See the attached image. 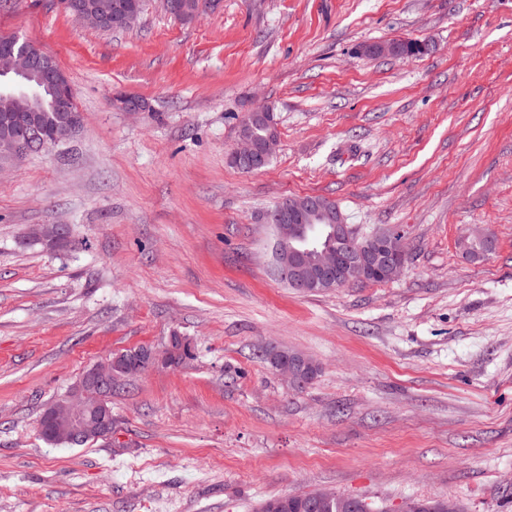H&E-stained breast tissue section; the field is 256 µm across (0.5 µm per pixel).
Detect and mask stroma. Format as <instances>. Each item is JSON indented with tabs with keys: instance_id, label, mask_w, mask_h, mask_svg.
<instances>
[{
	"instance_id": "35a3bbf8",
	"label": "stroma",
	"mask_w": 512,
	"mask_h": 512,
	"mask_svg": "<svg viewBox=\"0 0 512 512\" xmlns=\"http://www.w3.org/2000/svg\"><path fill=\"white\" fill-rule=\"evenodd\" d=\"M0 35L53 55L84 117L0 157V512H255L318 489L512 512V0H221L190 23L145 0L121 32L0 0ZM396 40L429 50L359 51ZM262 104L278 146L245 173L229 157ZM307 195L401 229L404 273L287 288L262 219ZM35 224L69 243H31ZM475 228L480 260L459 247ZM175 334L196 358L116 386L111 441L41 439L88 368ZM269 345L318 376L287 386Z\"/></svg>"
}]
</instances>
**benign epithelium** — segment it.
I'll return each instance as SVG.
<instances>
[{"instance_id":"1","label":"benign epithelium","mask_w":512,"mask_h":512,"mask_svg":"<svg viewBox=\"0 0 512 512\" xmlns=\"http://www.w3.org/2000/svg\"><path fill=\"white\" fill-rule=\"evenodd\" d=\"M114 16L125 27H131L139 18L136 5L121 0L114 5ZM361 52L371 56H403L400 48L392 43H369ZM6 72L20 77H36L53 92V107L65 113L54 122L49 142L60 144L69 140L83 127L82 114L73 112L69 104L73 91L65 71L53 56L46 53H29L15 49L8 54ZM113 105L123 112H144L141 98L124 94L113 100ZM43 112L37 105L22 109L18 113L5 112L0 121V155L24 158L33 153L42 140ZM250 115L244 114L237 126V143L229 160L236 167L252 172L259 171L275 153L278 138H271L260 145L248 133ZM316 213V204L310 198L298 197L286 208L267 215V223L274 228L272 243V266L275 274L287 280L303 292L329 285L333 282L351 283L366 281L374 275L390 279L398 278L406 266V253L400 236L389 230L380 231L362 240L352 225L345 221L341 210L336 216H328L331 224L329 237L336 241L322 249L319 256L307 261L305 251L294 245L300 225ZM29 237L37 243L60 245L66 235L56 224H35ZM303 369L315 366V361L305 355L296 366L282 364L276 371L288 385L298 388L303 385L296 367ZM127 380L112 370V359L99 362L88 369L62 397L46 407L45 415L56 429L80 435L109 440L112 438V386Z\"/></svg>"}]
</instances>
